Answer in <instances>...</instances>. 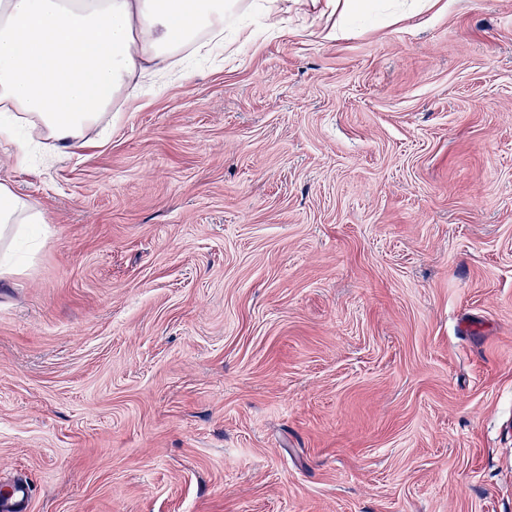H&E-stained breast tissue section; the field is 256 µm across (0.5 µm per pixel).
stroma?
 <instances>
[{"mask_svg":"<svg viewBox=\"0 0 512 512\" xmlns=\"http://www.w3.org/2000/svg\"><path fill=\"white\" fill-rule=\"evenodd\" d=\"M246 22L0 182V493L30 512H512V0ZM36 224H46L45 214L8 184L0 183V240L14 242L24 231L32 237Z\"/></svg>","mask_w":512,"mask_h":512,"instance_id":"1","label":"stroma"}]
</instances>
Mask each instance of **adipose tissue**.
<instances>
[{
    "mask_svg": "<svg viewBox=\"0 0 512 512\" xmlns=\"http://www.w3.org/2000/svg\"><path fill=\"white\" fill-rule=\"evenodd\" d=\"M236 0H0V111L53 157L84 149L113 106L183 52L224 39ZM42 211L0 183V240L34 234Z\"/></svg>",
    "mask_w": 512,
    "mask_h": 512,
    "instance_id": "1",
    "label": "adipose tissue"
}]
</instances>
